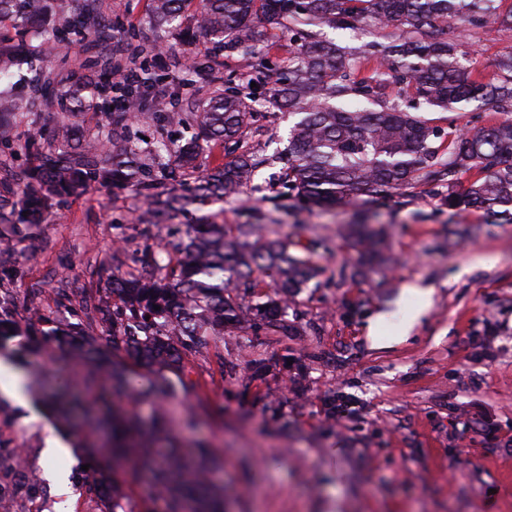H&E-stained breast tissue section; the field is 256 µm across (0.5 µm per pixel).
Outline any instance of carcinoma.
Instances as JSON below:
<instances>
[{
	"label": "carcinoma",
	"mask_w": 512,
	"mask_h": 512,
	"mask_svg": "<svg viewBox=\"0 0 512 512\" xmlns=\"http://www.w3.org/2000/svg\"><path fill=\"white\" fill-rule=\"evenodd\" d=\"M103 0H81L76 17L50 32L38 24L49 12L47 0H0V87L13 85L21 47L32 38L28 54H50L53 45L74 42L94 46L112 38V18L102 13ZM187 0H151L146 21L153 26H181V6ZM494 0H198L196 24L210 44V59L251 50L255 62L240 75L228 74L205 101L188 112H167L170 125L190 127L191 137L159 140L142 161L139 149L114 139L113 131L128 126L132 116L114 112L112 103L126 100L140 107L151 86L152 73L141 69L137 83L117 82L109 91L98 83L62 85L49 67H30L25 78L27 98L0 94V243L46 223L52 201L80 196L97 183L133 184L145 190L136 225L147 227L185 219L182 258L167 260L154 279L114 276L103 288L116 294L120 305L104 319L106 341L136 355L157 380L181 368L183 354L209 330L249 329L260 321L279 322L289 303L319 274L314 255L320 244H296L259 234L255 225L241 241L225 238L224 210L205 209L238 197L254 182L262 162L249 153L235 154L242 133L251 125L259 97L298 117L289 131L288 166L279 186L315 207L367 201L411 188L421 182L448 187L444 203L459 211H512V53L498 62L500 80L484 83L463 63L459 30L480 28L489 18L512 27V9L495 12ZM288 39V56L276 69L268 67V35L252 25L257 12ZM377 20L386 33L379 49L354 57L324 37L323 28L355 30ZM400 75L413 109L387 98L389 79ZM256 86H251V83ZM60 98L61 142L43 151L42 132L17 131L15 117L35 104L54 106ZM473 105L498 119L465 130L453 129L442 139L419 108L453 111ZM85 112L105 115L107 129L77 135L74 119ZM221 149L222 158L200 166L205 150ZM29 160L21 171L12 159ZM202 168L193 187H184L187 171ZM473 176L464 193L454 189L463 175ZM347 236L360 246V270L385 274L390 264L384 238L368 224H352ZM270 281L280 288L277 298L242 306L224 297V288H257ZM18 330L11 302L0 299V341ZM82 345L83 385L97 392L84 409L93 432H112V457L129 454L137 466L154 468L155 485L164 512H223L204 459L184 455L171 446L163 454L141 429L131 411L112 410L117 401L149 395L133 375L108 359L97 337L80 327L59 329ZM67 384L53 395L51 405L66 418L72 405ZM85 478L103 488L101 512H120L127 500V481L111 479L98 470Z\"/></svg>",
	"instance_id": "cac0c4a2"
}]
</instances>
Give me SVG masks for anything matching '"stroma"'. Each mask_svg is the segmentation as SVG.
<instances>
[{"label":"stroma","instance_id":"obj_1","mask_svg":"<svg viewBox=\"0 0 512 512\" xmlns=\"http://www.w3.org/2000/svg\"><path fill=\"white\" fill-rule=\"evenodd\" d=\"M118 26L135 25L140 44L164 45L155 66L164 93L120 136L133 144L188 137L162 112L190 107L173 96L195 45L177 31L145 24L148 0H105ZM467 65L497 81L498 58L512 52V29L469 31ZM244 150L271 156L287 146L289 120L259 102ZM279 166L260 168L254 187L224 202V224L265 216L270 237L322 241L321 273L288 310V328L228 329L184 357L171 390L138 401L143 427L160 422L159 439L184 451L203 444L219 459L212 479L224 512H512V216L457 212L440 185L424 182L379 202L312 207L279 193ZM140 198L106 185L55 201L33 237L18 238L6 259L11 276L0 295L17 317L38 306L45 321L33 335L0 343V360L28 379V403L0 395V495L23 512H98L82 481L83 465L120 477L128 465L89 448L80 418L59 421L46 404L64 380L79 382L59 321L101 336L100 319L82 306L112 272L149 274L145 246L177 256L183 224H156L137 234ZM382 226L391 275L356 274L357 248L345 225ZM352 409L330 415L337 396ZM68 435L73 456L54 461L68 493L44 478L42 449L50 433ZM24 450L26 472L10 465Z\"/></svg>","mask_w":512,"mask_h":512}]
</instances>
